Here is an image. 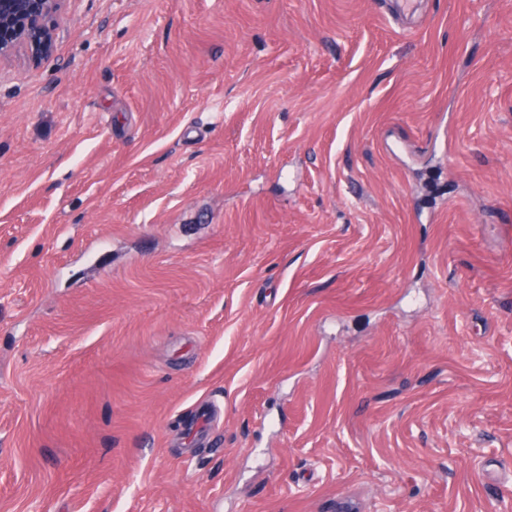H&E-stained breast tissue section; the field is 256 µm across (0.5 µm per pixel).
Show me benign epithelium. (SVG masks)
Segmentation results:
<instances>
[{
    "instance_id": "1",
    "label": "benign epithelium",
    "mask_w": 512,
    "mask_h": 512,
    "mask_svg": "<svg viewBox=\"0 0 512 512\" xmlns=\"http://www.w3.org/2000/svg\"><path fill=\"white\" fill-rule=\"evenodd\" d=\"M61 0H0V59L20 48L35 55L48 53L53 29L48 19Z\"/></svg>"
}]
</instances>
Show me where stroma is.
I'll return each mask as SVG.
<instances>
[{
    "label": "stroma",
    "mask_w": 512,
    "mask_h": 512,
    "mask_svg": "<svg viewBox=\"0 0 512 512\" xmlns=\"http://www.w3.org/2000/svg\"><path fill=\"white\" fill-rule=\"evenodd\" d=\"M0 512H512V0L0 62Z\"/></svg>",
    "instance_id": "1"
}]
</instances>
